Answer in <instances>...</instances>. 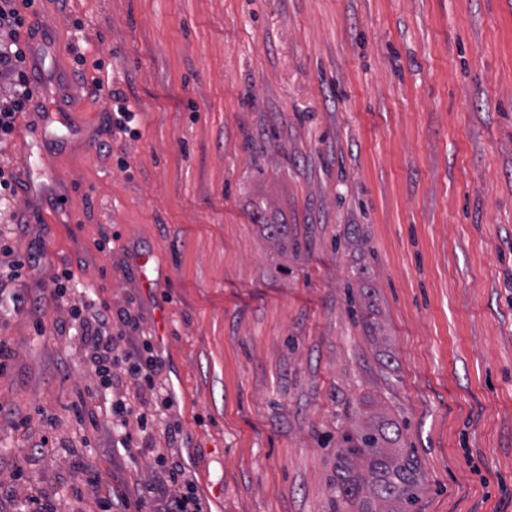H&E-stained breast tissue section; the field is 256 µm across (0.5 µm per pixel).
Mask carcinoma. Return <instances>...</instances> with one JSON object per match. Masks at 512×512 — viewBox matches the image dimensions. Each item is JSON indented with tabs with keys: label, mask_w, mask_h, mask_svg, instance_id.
<instances>
[{
	"label": "carcinoma",
	"mask_w": 512,
	"mask_h": 512,
	"mask_svg": "<svg viewBox=\"0 0 512 512\" xmlns=\"http://www.w3.org/2000/svg\"><path fill=\"white\" fill-rule=\"evenodd\" d=\"M398 421L384 414L345 430L336 452V512H411L419 471Z\"/></svg>",
	"instance_id": "cac0c4a2"
}]
</instances>
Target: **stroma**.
<instances>
[{
	"mask_svg": "<svg viewBox=\"0 0 512 512\" xmlns=\"http://www.w3.org/2000/svg\"><path fill=\"white\" fill-rule=\"evenodd\" d=\"M0 142V512L141 501L62 270L150 336L202 512H335L382 405L417 512H512V0H32ZM119 76L137 115L108 132ZM264 211L266 223L255 222ZM285 227L281 240L268 224ZM373 326H365L364 317Z\"/></svg>",
	"mask_w": 512,
	"mask_h": 512,
	"instance_id": "stroma-1",
	"label": "stroma"
}]
</instances>
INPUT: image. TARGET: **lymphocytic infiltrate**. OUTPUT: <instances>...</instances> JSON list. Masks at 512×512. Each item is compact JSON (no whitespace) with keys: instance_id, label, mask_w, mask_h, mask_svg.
Returning a JSON list of instances; mask_svg holds the SVG:
<instances>
[{"instance_id":"obj_1","label":"lymphocytic infiltrate","mask_w":512,"mask_h":512,"mask_svg":"<svg viewBox=\"0 0 512 512\" xmlns=\"http://www.w3.org/2000/svg\"><path fill=\"white\" fill-rule=\"evenodd\" d=\"M30 2L0 0V31L8 32L11 39L8 47L0 48V78L9 79L14 87L12 96L0 102V138L15 132L20 114L29 111L41 96L39 85L26 71V52L21 41V31L27 22L22 8ZM72 316L86 358L99 379L98 385L87 388V396L92 399L99 396L101 388L111 389L110 416L124 428L119 443L126 453H135L132 435L126 430L129 421L147 427L148 398L159 400L165 410L173 405L169 391L159 381L163 362L146 337H137L131 347H124L125 331L137 328L129 313L113 312L104 302H85L74 308ZM116 321L124 328L123 333L117 335L112 332ZM157 481L170 490L165 512H201L194 485L178 464L162 469Z\"/></svg>"}]
</instances>
